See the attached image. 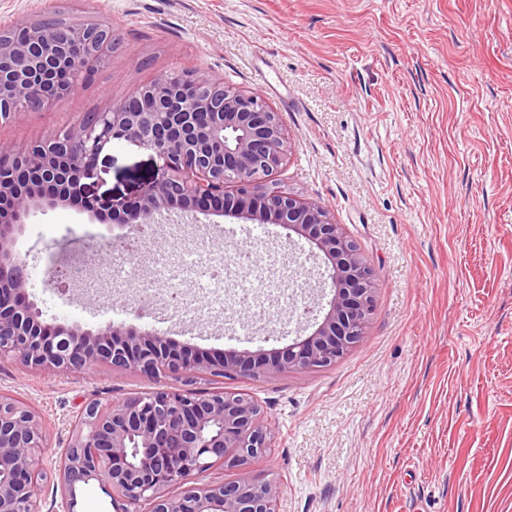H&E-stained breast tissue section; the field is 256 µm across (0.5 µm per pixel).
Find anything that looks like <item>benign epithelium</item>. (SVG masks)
<instances>
[{
    "label": "benign epithelium",
    "instance_id": "1",
    "mask_svg": "<svg viewBox=\"0 0 512 512\" xmlns=\"http://www.w3.org/2000/svg\"><path fill=\"white\" fill-rule=\"evenodd\" d=\"M21 38L0 39V118L47 109L87 81L114 47L112 29L19 24ZM126 141L151 150L152 181L134 200L110 199L104 217L137 233L163 211L232 216L282 224L305 237L327 264L329 310L307 337L270 356L227 350L218 360L193 357L167 337L123 324L96 331L53 326L24 292L26 264L14 234L35 209L66 206L95 175L104 148ZM289 137L279 113L258 93L229 86L201 70L161 77L107 112H93L24 151L0 143V360L34 371L82 372L98 364L131 369L154 390L107 406L88 402L64 447L61 500L43 510L36 494L37 451L46 433L34 411L0 391V512H73L77 485L96 479L112 489L118 512H279L281 486L247 475L271 448L273 426L261 407L237 392L184 389L202 371L259 379L330 366L364 337L373 311L374 269L341 225L315 199L274 187ZM72 282L97 275L94 255L75 258ZM244 472L231 483L193 487L215 464ZM182 485L178 496L168 489Z\"/></svg>",
    "mask_w": 512,
    "mask_h": 512
}]
</instances>
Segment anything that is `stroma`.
Returning <instances> with one entry per match:
<instances>
[{"instance_id":"obj_1","label":"stroma","mask_w":512,"mask_h":512,"mask_svg":"<svg viewBox=\"0 0 512 512\" xmlns=\"http://www.w3.org/2000/svg\"><path fill=\"white\" fill-rule=\"evenodd\" d=\"M57 13L105 24L117 45L52 109L0 121L1 142L27 147L165 74L207 70L279 112L291 153L276 186L321 202L375 270L367 333L335 364L191 383L260 405L274 437L252 472L280 483L281 512H512V0H0V28ZM156 164L146 148L112 143L83 202L36 210L16 233L42 320L154 327L208 360L310 335L293 300L325 311L331 294L317 286L324 266L311 244L283 225L228 237L227 218L172 214L135 265L110 255L125 230L91 202L138 196ZM87 246L117 278L146 283L181 248L192 316L162 304L149 319L104 310L115 290L93 281L59 291L48 256ZM200 246L217 265L247 252L299 269L303 288L282 299L276 338L237 310L242 280L226 281L215 303ZM150 387L105 365L45 373L0 361V391L46 427L39 494L57 483L54 461L85 403Z\"/></svg>"}]
</instances>
